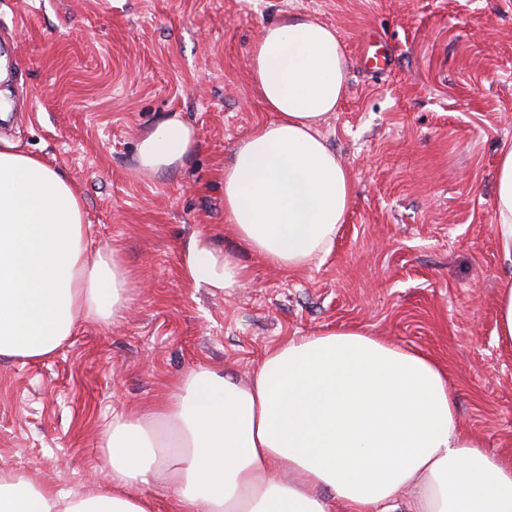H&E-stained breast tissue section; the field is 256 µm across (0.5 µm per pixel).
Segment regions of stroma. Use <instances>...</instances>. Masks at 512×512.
<instances>
[{"label":"stroma","instance_id":"obj_1","mask_svg":"<svg viewBox=\"0 0 512 512\" xmlns=\"http://www.w3.org/2000/svg\"><path fill=\"white\" fill-rule=\"evenodd\" d=\"M285 14L332 26L349 67L321 128L349 169L352 207L329 254L285 270L225 228L224 167L269 119L249 74ZM374 46L380 76L359 56ZM0 139L69 173L94 245L119 247L138 286L122 320L82 321L51 359H0V470L69 490L104 478L116 413L146 411L179 375L247 378L291 337L350 325L434 357L459 422L512 453V352L496 343L506 272L492 231L497 151L512 139V0H0ZM199 132L167 175L135 168L140 133L171 115ZM198 236L250 271L189 284Z\"/></svg>","mask_w":512,"mask_h":512}]
</instances>
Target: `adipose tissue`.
<instances>
[{
    "label": "adipose tissue",
    "mask_w": 512,
    "mask_h": 512,
    "mask_svg": "<svg viewBox=\"0 0 512 512\" xmlns=\"http://www.w3.org/2000/svg\"><path fill=\"white\" fill-rule=\"evenodd\" d=\"M334 28L301 15L264 27L250 51L258 123L224 169L229 231L282 269L328 253L354 199L350 171L320 133L345 96ZM197 130L172 116L144 130L136 169L182 168ZM493 233L512 270V141L498 148ZM85 201L45 158L0 142V358L47 360L85 319L113 323L134 280L119 248L90 247ZM185 274L225 293L245 266L194 239ZM105 482L62 492L0 472V512H512V454L459 426L448 372L426 353L352 327L291 337L248 381L189 370L146 413L104 435Z\"/></svg>",
    "instance_id": "adipose-tissue-1"
}]
</instances>
